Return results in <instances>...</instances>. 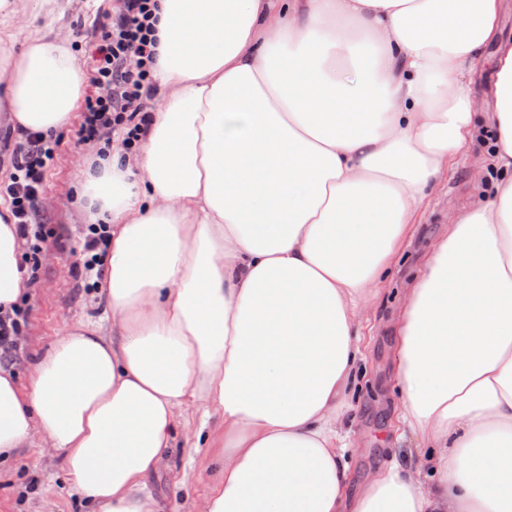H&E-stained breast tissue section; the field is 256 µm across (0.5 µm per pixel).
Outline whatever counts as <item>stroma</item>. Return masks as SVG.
<instances>
[{"label": "stroma", "instance_id": "1", "mask_svg": "<svg viewBox=\"0 0 512 512\" xmlns=\"http://www.w3.org/2000/svg\"><path fill=\"white\" fill-rule=\"evenodd\" d=\"M116 7V0H71L65 18L58 20L35 9L30 0H22L20 5L29 27L51 38H67L88 82L86 93L90 96L97 92L92 83L91 59L98 41L96 22ZM84 109V104H77L69 123L56 132L59 145L44 171L40 218L61 235L65 247L47 248L37 278L27 289L28 325L10 364L24 386L30 381L37 356L68 329L106 316V305L98 293L100 278L75 272L82 263L78 249L86 234L76 191L85 164L96 160L101 147L100 141L77 139ZM490 138V133H483L449 170L447 178L431 187L423 219L414 225L408 245L392 268L391 285L381 290L361 324L367 375L343 410V426L353 449L348 459L352 485H359L390 462L410 466L417 460L415 449L396 443L392 431L396 417L391 376L393 320L400 302L396 285L412 279L431 243L446 232L448 212L467 201L473 175L485 163ZM184 419L187 436L179 439L150 479L161 512H195L215 478L214 451L199 442L196 433L202 427L210 431L217 428L219 416L203 417L201 410L192 405ZM64 468L63 458L42 454L39 443L20 449L13 462L0 466V512H88Z\"/></svg>", "mask_w": 512, "mask_h": 512}]
</instances>
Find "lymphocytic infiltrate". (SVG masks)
Returning <instances> with one entry per match:
<instances>
[{"label":"lymphocytic infiltrate","instance_id":"f902f5d3","mask_svg":"<svg viewBox=\"0 0 512 512\" xmlns=\"http://www.w3.org/2000/svg\"><path fill=\"white\" fill-rule=\"evenodd\" d=\"M115 15L98 21L101 32L92 59L105 94L87 99L86 115L78 131L79 141L102 139L105 132L122 133L125 150L137 146L139 133L150 120L143 99L154 86L158 39L155 24L159 0H120ZM56 140L41 133L28 134L11 153L14 174L0 187L10 200L16 233L23 241L25 262L38 270L39 256L53 233L33 221L42 190L44 170L53 160Z\"/></svg>","mask_w":512,"mask_h":512}]
</instances>
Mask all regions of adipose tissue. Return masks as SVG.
Listing matches in <instances>:
<instances>
[{
	"instance_id": "adipose-tissue-1",
	"label": "adipose tissue",
	"mask_w": 512,
	"mask_h": 512,
	"mask_svg": "<svg viewBox=\"0 0 512 512\" xmlns=\"http://www.w3.org/2000/svg\"><path fill=\"white\" fill-rule=\"evenodd\" d=\"M502 0H161L150 122L84 173L109 226V329L73 327L28 388L0 367V456L32 438L96 512H159L186 407L219 414L198 512H512V41ZM0 0V120L53 133L85 93L71 48ZM371 50L361 60L359 47ZM493 47L490 98L472 96ZM488 178L448 214L394 321L414 466L349 492L339 410L359 331L427 189L481 125ZM0 200V313L26 292Z\"/></svg>"
}]
</instances>
